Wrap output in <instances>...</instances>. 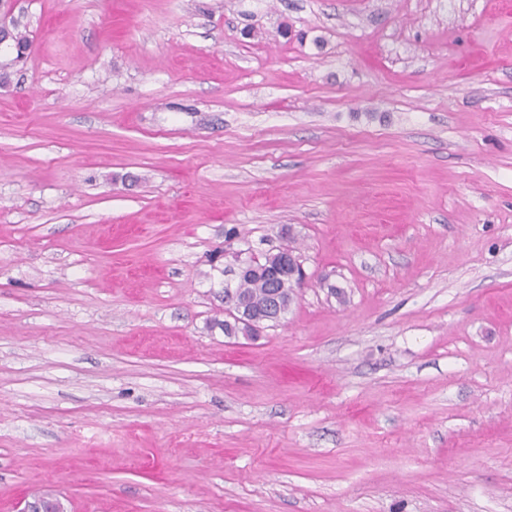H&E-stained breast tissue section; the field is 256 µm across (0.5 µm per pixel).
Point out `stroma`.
<instances>
[{"mask_svg": "<svg viewBox=\"0 0 512 512\" xmlns=\"http://www.w3.org/2000/svg\"><path fill=\"white\" fill-rule=\"evenodd\" d=\"M0 512H512V0H17ZM306 279L225 337L218 249ZM288 250L294 252L289 247ZM288 250H281L278 259L275 262L267 260V264L271 269L274 282L288 280V285L291 287L289 289L295 294L296 288H300L305 279V273L299 258L288 254Z\"/></svg>", "mask_w": 512, "mask_h": 512, "instance_id": "stroma-1", "label": "stroma"}]
</instances>
